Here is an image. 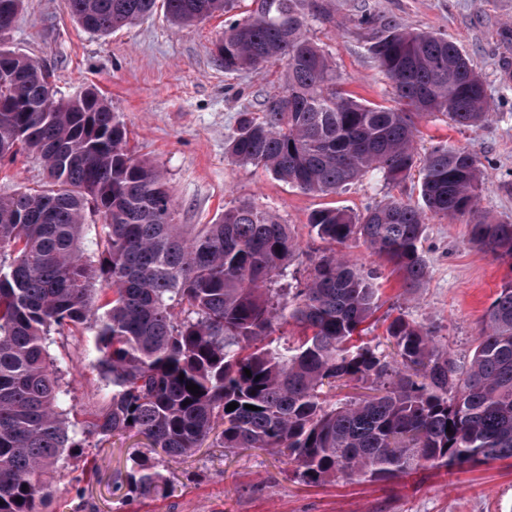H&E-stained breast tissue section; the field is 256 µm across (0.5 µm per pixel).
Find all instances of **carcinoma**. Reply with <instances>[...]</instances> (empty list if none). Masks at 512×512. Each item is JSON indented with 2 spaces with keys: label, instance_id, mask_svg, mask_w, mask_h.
Instances as JSON below:
<instances>
[{
  "label": "carcinoma",
  "instance_id": "1",
  "mask_svg": "<svg viewBox=\"0 0 512 512\" xmlns=\"http://www.w3.org/2000/svg\"><path fill=\"white\" fill-rule=\"evenodd\" d=\"M66 2L100 35L157 7ZM252 2L249 15L225 24L217 60L226 72L280 61L284 92L264 101L260 116L238 113L230 158L323 195L370 172L399 183L420 162L421 202L390 197L357 215L313 211L308 222L324 248L303 285L283 288L301 253L289 225L253 201L212 224L174 223L163 174L128 151L107 100L94 89L63 103L47 98L44 66L0 49V158L27 149L48 177L40 190L0 198V512H39L45 477L65 451L86 447V433L140 435L151 453L170 458L204 446L258 448L295 464L308 485L512 460V280L486 309L468 363H455L428 326L401 314L386 326V354L360 341L379 309L376 272L340 250L362 241L411 293L428 275L421 242L429 210L469 215L468 243L512 261V223L477 207L475 157L445 144L417 152L414 117L431 113L425 103L458 128L492 119L479 73L448 37L365 15L367 52L396 105L365 104L342 89L308 36L309 22L324 16L319 0ZM22 3L0 0V28ZM233 6L162 0L181 26ZM88 210L103 218L93 260L82 247ZM290 320L297 341L280 346L275 325ZM77 332L93 336V366L107 381L84 430L67 418L49 351L51 334L66 343ZM351 384L369 393L336 399ZM125 484L135 498L172 492L146 456L127 460Z\"/></svg>",
  "mask_w": 512,
  "mask_h": 512
}]
</instances>
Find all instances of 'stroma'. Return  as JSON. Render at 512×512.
<instances>
[{"label":"stroma","instance_id":"stroma-1","mask_svg":"<svg viewBox=\"0 0 512 512\" xmlns=\"http://www.w3.org/2000/svg\"><path fill=\"white\" fill-rule=\"evenodd\" d=\"M325 18L313 21L310 37L328 54L346 90L376 105L393 103L389 80L366 51L365 14L394 20L400 27L448 36L472 60L495 116L486 124L457 128L443 115L417 117L424 146L443 142L462 147L480 161L485 185L480 208L512 222V0H321ZM252 0H237L231 15H216L177 28L163 10L101 36L71 17L66 0H25L5 37L6 45L44 65L59 98L99 88L128 131L134 156L156 164L174 202L178 224H209L224 210L253 201L290 225L302 248L299 269L323 244L308 225L310 213L338 206L355 213L394 196L418 200L421 173L412 170L397 184L367 176L335 195L302 192L259 166L234 163L225 144L240 112H261L262 103L283 92L282 64L225 72L215 55L228 19L239 18ZM47 172L38 154L25 152L0 162V197L40 188ZM467 217L448 220L430 214L422 240L429 267L423 288L407 293L389 267L357 241L351 258L378 270L381 313L434 328L437 341L457 363L468 362L483 314L512 264L468 245ZM63 378L70 420L85 422L101 403L106 382L73 346L50 347ZM141 438H111L84 454L95 466L81 476L76 461L63 456L48 477L41 512H512V460L456 469L425 467L388 482L336 480L319 486L301 482L293 465L263 450L225 453L203 448L189 457L159 458V470L173 483L165 498L126 497L125 465L144 453Z\"/></svg>","mask_w":512,"mask_h":512}]
</instances>
